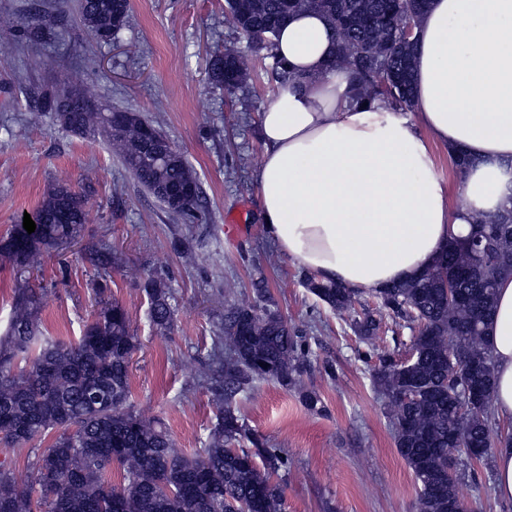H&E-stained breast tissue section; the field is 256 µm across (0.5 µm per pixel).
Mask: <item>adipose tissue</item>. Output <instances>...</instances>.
<instances>
[{
    "instance_id": "1",
    "label": "adipose tissue",
    "mask_w": 512,
    "mask_h": 512,
    "mask_svg": "<svg viewBox=\"0 0 512 512\" xmlns=\"http://www.w3.org/2000/svg\"><path fill=\"white\" fill-rule=\"evenodd\" d=\"M414 108L357 105L326 20L293 15L288 71L260 117L265 234L300 268L354 290L417 276L483 214L512 209V0H432L417 30ZM470 159L448 205L435 148ZM496 418L512 427V276L486 330Z\"/></svg>"
}]
</instances>
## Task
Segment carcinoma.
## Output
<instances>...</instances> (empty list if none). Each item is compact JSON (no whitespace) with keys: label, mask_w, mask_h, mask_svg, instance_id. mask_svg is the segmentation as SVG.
<instances>
[{"label":"carcinoma","mask_w":512,"mask_h":512,"mask_svg":"<svg viewBox=\"0 0 512 512\" xmlns=\"http://www.w3.org/2000/svg\"><path fill=\"white\" fill-rule=\"evenodd\" d=\"M430 0H225L234 24L261 32L283 12L312 11L342 30L334 65L357 82L358 99L384 100L400 110L413 107V64L417 42L399 33L410 12L421 17ZM80 19L98 43H110L127 24V0H79ZM248 76L234 48L209 61L211 84L232 92ZM39 115L80 134H104L135 179L170 213L191 217L201 203L199 184L187 160L167 144L154 123L126 111H105L84 82L67 77L37 92ZM196 187L175 199L172 188ZM35 232L17 224L0 240V256L21 271L38 267L47 249L75 239L88 221V198L67 186L54 187L34 210ZM501 213L470 225L490 244L481 260L452 240L419 276L371 291L394 318L420 321L413 360L379 356L373 383L395 427L396 447L417 485L416 512H468L448 457L465 456V446L488 443L489 457L499 439L495 363L485 326L495 312L497 280L512 275V229ZM461 287L464 302L450 304L444 281ZM304 287L330 310L353 309L360 292L309 274ZM152 328L173 330L178 305L169 281L153 274L141 284ZM253 302L224 311L215 337L212 371L218 413L203 448L187 454L176 448L165 423L144 418L130 403V362L137 348L128 313L105 301L75 340L42 330L43 297L30 288L14 291L13 313L0 336V441L23 448L57 435L35 455L34 481L20 484L13 460L0 459V509L4 512H284L283 491L273 476L288 472V456L271 448L246 426L236 398L256 382L274 381L288 389L301 385L311 353L307 330L288 322L268 304L262 279L252 283ZM355 332L373 346L381 319L354 320ZM24 366L17 365V359ZM476 400L466 416L457 413L462 388ZM412 392L415 399L402 401ZM251 447H246L245 443Z\"/></svg>","instance_id":"carcinoma-1"}]
</instances>
